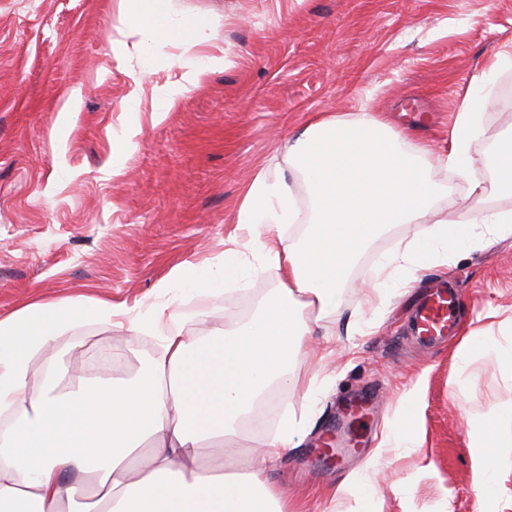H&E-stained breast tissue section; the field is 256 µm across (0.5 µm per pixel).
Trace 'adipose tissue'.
<instances>
[{"label": "adipose tissue", "instance_id": "obj_1", "mask_svg": "<svg viewBox=\"0 0 512 512\" xmlns=\"http://www.w3.org/2000/svg\"><path fill=\"white\" fill-rule=\"evenodd\" d=\"M127 25L159 47L179 35L188 46L205 35L201 20L174 19L168 0H128ZM476 100L464 104L444 164L468 176L472 141L480 137ZM420 142L392 132L379 117H318L289 145V168L306 187L308 216L282 176L259 173L237 213L249 246L281 272L277 288L234 329L198 336L175 330L133 378L67 393L69 370L51 366L39 394L29 392L34 354L64 331L94 319L121 317L130 329L158 327L167 308L149 314L105 299L31 303L0 317V512H288V499L269 480L268 467L294 447L301 425L284 421L267 442L264 465L242 473L201 468L198 451L237 444L239 426L269 391L297 385L290 362L309 335V321L336 311L341 289L369 246L394 224L423 225V235L381 256L374 284L394 271L420 268L448 255L512 236V210H486L449 222L438 204L444 188L429 175ZM470 192L512 195V135L496 140L493 181H472ZM300 224L299 236L285 234ZM249 269L236 251L207 264L184 263L170 289L218 291L247 285ZM476 512H497L489 491L512 473V404L494 409L473 441Z\"/></svg>", "mask_w": 512, "mask_h": 512}]
</instances>
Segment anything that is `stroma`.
Masks as SVG:
<instances>
[{
	"mask_svg": "<svg viewBox=\"0 0 512 512\" xmlns=\"http://www.w3.org/2000/svg\"><path fill=\"white\" fill-rule=\"evenodd\" d=\"M206 20L208 39H172L148 51L123 22L126 0H0V315L31 301L109 299L169 303L185 330L236 327L278 284L255 264L247 289L168 293L185 261L223 256L247 235L235 220L258 173L286 169L288 138L319 115H383L421 140L426 165L450 186L449 221L477 208L470 180L489 182L494 143L512 134V0H171ZM223 55L167 111L161 87L200 56ZM142 73L134 82L133 73ZM483 75V134L469 178L446 170L448 138L475 75ZM140 131L126 138L130 122ZM397 224L363 254L335 314L304 337L292 367L316 376L314 401L289 388L280 403L311 426L277 461L271 480L289 512H353L336 494L354 482L379 512H474L471 436L495 405L512 403V377L493 352L466 370L463 336L512 331V236L415 271L387 302L368 288L375 256L418 240ZM456 281L461 333L428 349L407 330L423 284ZM68 343L84 364L75 384L133 376L158 338L88 322ZM378 395V423L350 414L360 446L324 473L308 464L338 410L357 393ZM413 415L417 438L401 448L391 429Z\"/></svg>",
	"mask_w": 512,
	"mask_h": 512,
	"instance_id": "stroma-1",
	"label": "stroma"
}]
</instances>
